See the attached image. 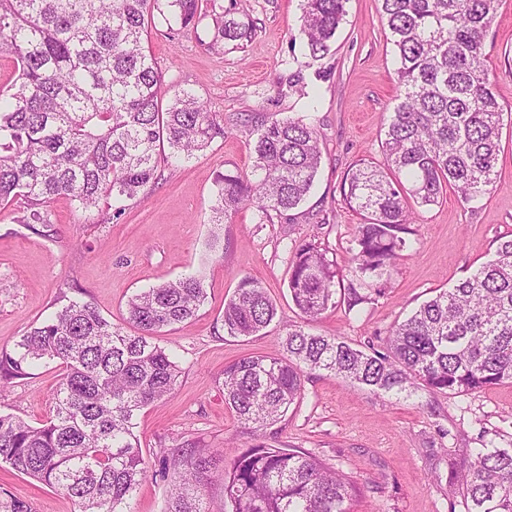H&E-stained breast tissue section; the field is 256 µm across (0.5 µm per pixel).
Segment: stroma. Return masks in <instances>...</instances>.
Segmentation results:
<instances>
[{
    "instance_id": "1",
    "label": "stroma",
    "mask_w": 512,
    "mask_h": 512,
    "mask_svg": "<svg viewBox=\"0 0 512 512\" xmlns=\"http://www.w3.org/2000/svg\"><path fill=\"white\" fill-rule=\"evenodd\" d=\"M256 23L244 46L208 48L211 20L197 31L168 29L156 20L149 47L170 90H193L224 115V136L179 167L160 165L157 178L128 200L120 217L99 223L65 198L50 205L52 225L32 233L18 224L16 206L0 210V353L47 318L61 297L93 303L115 324L136 291L189 274L205 278L208 298L197 317L161 333V345L181 355L182 374L162 402L142 410L137 434L156 479L131 500L133 512H164L170 478L159 475L160 451L203 444L232 462L252 442L224 406L225 365L241 357L278 355L289 325L299 322L288 291L295 245L325 249L340 273L361 217L340 194L359 160L380 162L383 119L395 105L399 65L380 0H349L329 55L312 60L299 33L304 0H220ZM491 80L501 104L512 107V0H504L485 40ZM306 117L322 151L315 186L297 209L263 220L247 206L228 217L221 243L209 251L211 206L218 174L249 172L253 123L268 116ZM490 197L465 204L447 193L417 209L416 242L394 268L384 295L362 314L345 305L328 310L315 332L365 349L381 345L391 327L437 290L465 279L512 238V125ZM263 282L278 305L262 333L231 337L221 329L224 301L240 278ZM60 369L51 361L23 378H0V412L30 424L51 416ZM494 442L512 446V385L459 394L376 393L324 371L306 374L300 400L267 434V445L317 455L362 484L354 512H465L455 471L467 449ZM27 502L31 512H78L77 503L9 465L0 466V504Z\"/></svg>"
}]
</instances>
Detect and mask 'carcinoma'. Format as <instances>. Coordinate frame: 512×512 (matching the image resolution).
<instances>
[{
	"label": "carcinoma",
	"instance_id": "obj_1",
	"mask_svg": "<svg viewBox=\"0 0 512 512\" xmlns=\"http://www.w3.org/2000/svg\"><path fill=\"white\" fill-rule=\"evenodd\" d=\"M165 2L166 23L195 29L212 17L208 47L244 45L254 22L209 0H0V55L14 77L0 88V206L22 201L17 222L51 226L50 203L67 198L84 214L130 199L154 182L161 161H188L224 138V117L192 91L164 100L162 72L145 46L149 20ZM348 0H306L300 35L309 55L331 51ZM502 0H381L399 67V94L384 123L383 161L360 162L340 185L365 216L350 248L347 310L379 296L412 246L414 207L453 190L465 203L492 193L504 106L490 80L484 43ZM249 173L216 178L210 223L245 206L268 219L296 208L321 164L315 127L271 117L258 129ZM336 262L307 242L294 248L288 290L302 322L278 357L251 355L224 367V406L257 442L224 469L228 512H352L358 483L311 452L270 448L260 438L302 393L305 373L326 371L373 391L457 394L512 383V238L453 287L395 324L384 351L356 348L310 324L336 307ZM205 279L189 275L142 289L125 323L90 302L68 299L0 356V373L28 375L58 361L53 414L31 425L0 413V463L74 498L79 512H130L150 478L136 418L164 400L181 374L156 337L195 318ZM277 316L257 279L239 280L224 300L222 328L253 336ZM222 448H177L165 512H208L204 488ZM465 512H512V448H476L457 473Z\"/></svg>",
	"mask_w": 512,
	"mask_h": 512
}]
</instances>
